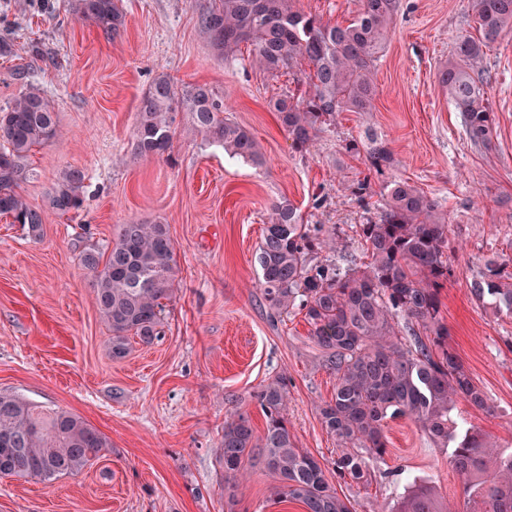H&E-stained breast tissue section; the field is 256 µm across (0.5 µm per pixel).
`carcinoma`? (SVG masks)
Listing matches in <instances>:
<instances>
[{"label":"carcinoma","mask_w":512,"mask_h":512,"mask_svg":"<svg viewBox=\"0 0 512 512\" xmlns=\"http://www.w3.org/2000/svg\"><path fill=\"white\" fill-rule=\"evenodd\" d=\"M297 0H212L201 26L220 55L253 46L252 63L276 75L298 61L312 66L309 91L282 94L270 106L292 145L307 149L336 112H371L377 96L374 62L384 50L400 0H360L347 25L301 11ZM480 38H459L439 74L442 89L461 112L476 145L491 144L496 118L481 67L484 48L512 31V0H471ZM78 18L116 36L125 25L118 0H78ZM187 112L192 129L232 156L258 165L260 148L243 127L224 116V98L205 84L174 86L156 78L142 95L135 140L141 154H171L176 115ZM57 115L38 92L19 93L0 108V215L38 239L44 213L20 193L33 148L56 136ZM362 145L369 169L393 164L387 144L373 136ZM85 174L61 172L48 195L58 215L82 207ZM376 215L356 229L368 261L346 268L333 260L311 264L312 255L335 251L334 230L306 224L284 199L272 205L256 260L269 308L299 312L321 353L320 365L336 379L331 400L319 407L322 425L336 437L332 462L339 477L366 482V457L388 452L387 422L413 421L434 446L448 451V467L462 479L457 512H512V448H503L482 428L454 415L461 401L491 412L485 391L449 344L441 315V290L453 275L448 253V215L406 179L387 181ZM80 262L93 276L98 311L112 329V358L121 359L134 336L150 344L160 336L164 301L173 295V247L164 224L117 225L105 248L86 247ZM489 259L470 285L472 296L493 314L512 317V271ZM266 424L258 434L250 415L234 408L224 421L219 463L224 490L234 504L247 464L260 460L276 478L278 502L297 501L306 512H354L326 477L325 465L298 447L288 427L286 378L278 376L253 394ZM112 444L82 417L65 410L44 412L25 399L0 393V478L51 482L93 466ZM397 512H452L430 490L412 481Z\"/></svg>","instance_id":"carcinoma-1"}]
</instances>
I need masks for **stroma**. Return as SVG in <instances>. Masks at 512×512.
<instances>
[{"label": "stroma", "instance_id": "obj_1", "mask_svg": "<svg viewBox=\"0 0 512 512\" xmlns=\"http://www.w3.org/2000/svg\"><path fill=\"white\" fill-rule=\"evenodd\" d=\"M76 4L0 0V107L36 90L54 102L59 125L30 152L21 184L29 205L45 213L42 237L0 217V393L77 414L111 447L91 468L50 483L0 479V512H304L298 502L270 501L275 478L260 464L249 466L228 505L217 457L228 408L247 409L263 430L253 393L280 375L298 446L327 465L338 453L318 415L335 379L319 366L303 315L271 313L256 251L270 207L286 199L305 222L335 227L337 261L363 263L355 229L373 217L394 176L448 215L454 274L441 314L451 347L493 406L488 414L462 402L457 413L512 446V318L494 316L470 293L486 260L512 258V32L486 51L497 121L489 146L470 142L438 84L458 36L476 33L470 0H401L376 63L374 110L337 113L300 151L269 101L303 93L307 64L273 76L252 67L249 47L218 55L200 26L209 0H120L125 27L114 38L82 23ZM160 75L223 96L228 117L259 143L262 164L208 144L185 112L176 117L171 158L139 154L137 104ZM369 135L393 154L385 174L352 150ZM69 167L85 174L75 217L46 209ZM131 220L167 225L176 280L161 338L131 340L116 359L79 253L108 244ZM385 433L389 453L368 459L367 483L327 475L356 512H395L411 477L462 505L445 449L406 418Z\"/></svg>", "mask_w": 512, "mask_h": 512}]
</instances>
